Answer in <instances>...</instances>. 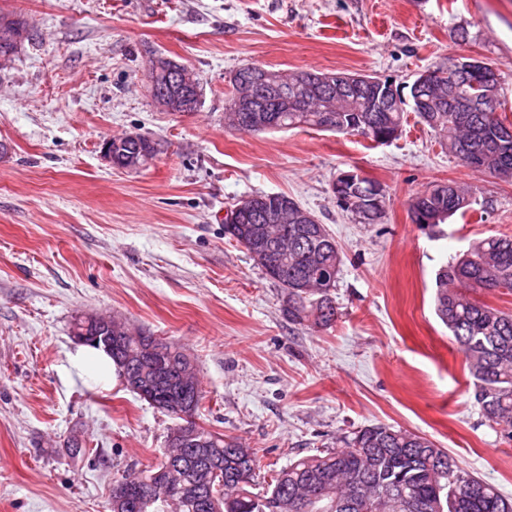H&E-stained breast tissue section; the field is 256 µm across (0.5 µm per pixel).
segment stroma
I'll return each instance as SVG.
<instances>
[{"mask_svg": "<svg viewBox=\"0 0 512 512\" xmlns=\"http://www.w3.org/2000/svg\"><path fill=\"white\" fill-rule=\"evenodd\" d=\"M32 31L0 69V512H110L112 487L158 464L179 420L70 364L78 317L116 315L182 348L198 423L255 452L262 493L289 461L371 424L425 435L512 499V440L485 422L435 313V276L475 240L512 235V182L473 171L406 112L401 136L226 129L245 63L348 71L409 94L418 73L475 56L512 121V0H0ZM187 66L196 111L165 112L150 60ZM140 133L153 159L118 170L102 146ZM358 169L386 196L361 224L331 191ZM473 205L410 219L433 182ZM284 194L336 238L329 327L289 322L286 295L224 234L240 198ZM80 431L87 451L65 445Z\"/></svg>", "mask_w": 512, "mask_h": 512, "instance_id": "1", "label": "stroma"}]
</instances>
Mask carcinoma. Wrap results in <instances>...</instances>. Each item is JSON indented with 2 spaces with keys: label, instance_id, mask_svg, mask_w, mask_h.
<instances>
[{
  "label": "carcinoma",
  "instance_id": "carcinoma-1",
  "mask_svg": "<svg viewBox=\"0 0 512 512\" xmlns=\"http://www.w3.org/2000/svg\"><path fill=\"white\" fill-rule=\"evenodd\" d=\"M30 38L24 22L0 10V56L14 57ZM366 93L384 101L394 98L392 84L372 77ZM476 74L447 78L424 99L444 97L442 109L427 112V105L413 103L420 121L439 136L448 153L467 167L492 177L512 181V138L502 137L512 129L496 113L499 91L478 94ZM320 104L300 112H280L279 126L323 130ZM333 132L358 135L379 142L380 135L399 134L405 112L398 106L387 112H357V103L336 100ZM153 151L150 144L112 143L113 166L125 167L127 154ZM468 192L453 182H434L415 195L409 204L413 223L443 224L459 211L470 209ZM261 225L247 221L226 224L224 233L248 253L271 250V261L262 267L265 275L287 295L288 320L299 324L329 326L337 318L331 290L335 283L319 281L330 270L339 273L341 250L326 226L269 224L268 242L260 241ZM512 284V236H490L470 244L451 263L444 265L435 281V308L465 358V369L473 380V396L485 421L507 431L512 439V313L471 298L469 288L498 291ZM165 352V379L146 380L142 386L183 403L169 413L190 417L196 431L192 448H165L164 460L156 467L133 473L112 488V496L126 482H138V509L123 512H160L163 507L158 480L193 491L180 501L178 512H303L301 501L314 487L325 490L317 512H512V499L493 485L459 467L447 452L424 435L386 424L365 426L340 438L336 447L299 458L271 478L262 495L248 490L256 466L254 453L237 440L201 426L195 415L202 400L196 367L179 347L159 341ZM142 355L135 336H127L112 353L119 375Z\"/></svg>",
  "mask_w": 512,
  "mask_h": 512
}]
</instances>
